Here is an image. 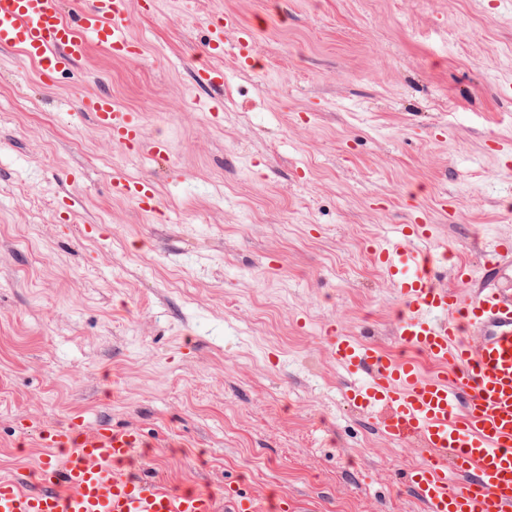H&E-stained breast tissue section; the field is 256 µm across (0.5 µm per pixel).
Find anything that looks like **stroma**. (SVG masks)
<instances>
[{
	"instance_id": "35a3bbf8",
	"label": "stroma",
	"mask_w": 512,
	"mask_h": 512,
	"mask_svg": "<svg viewBox=\"0 0 512 512\" xmlns=\"http://www.w3.org/2000/svg\"><path fill=\"white\" fill-rule=\"evenodd\" d=\"M220 13L254 28L259 67L226 31L215 90L193 75ZM126 25L140 57L95 46L52 84L0 49V476L34 487L40 431L78 414L140 429L174 488L423 512L416 444L348 409L327 330L398 353L366 244L411 216L473 266L512 238V0H155ZM92 91L167 160L81 114ZM116 169L160 214L113 196Z\"/></svg>"
}]
</instances>
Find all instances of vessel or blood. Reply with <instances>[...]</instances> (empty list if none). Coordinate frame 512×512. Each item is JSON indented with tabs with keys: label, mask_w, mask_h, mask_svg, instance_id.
<instances>
[{
	"label": "vessel or blood",
	"mask_w": 512,
	"mask_h": 512,
	"mask_svg": "<svg viewBox=\"0 0 512 512\" xmlns=\"http://www.w3.org/2000/svg\"><path fill=\"white\" fill-rule=\"evenodd\" d=\"M131 0H82L65 17L63 0H0V48L20 51L35 62L41 79L54 83L86 59L92 46L113 58L137 55L129 35ZM237 33L238 57L250 65L253 31L231 16L208 29L211 55L224 52V32ZM110 138L137 151L150 147L165 158V140L145 141L140 113L105 93L80 101ZM113 195L134 200L146 212L158 205L146 180L121 171L111 176ZM434 236L427 221L401 225L397 237L369 252L404 309L393 325L409 348L393 357L371 344L331 332L327 352L350 378L343 391L348 408L377 419L385 440L416 442L421 462L407 475L425 512H512V240L498 239L481 254L485 273L470 266L452 270L453 286L438 284V261L420 242ZM435 364L421 372V359ZM48 453L37 471V488L0 478V512H259L256 497L225 488L223 499L197 488L172 490L147 472L126 466L144 453L145 440L133 427L88 428L82 416L43 428Z\"/></svg>",
	"instance_id": "1"
}]
</instances>
